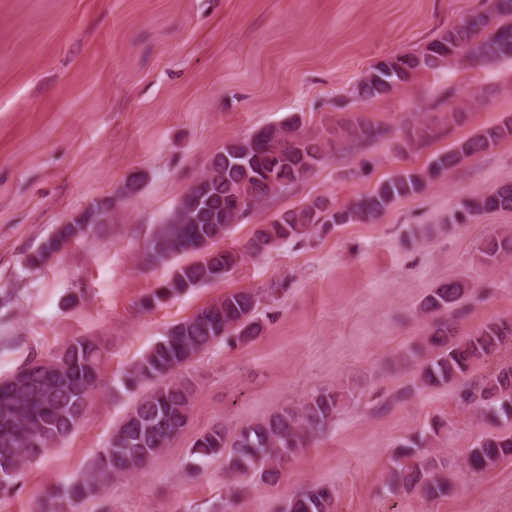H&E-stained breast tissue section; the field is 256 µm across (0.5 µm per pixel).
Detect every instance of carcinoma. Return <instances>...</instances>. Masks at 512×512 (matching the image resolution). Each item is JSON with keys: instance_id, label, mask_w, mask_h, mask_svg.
Here are the masks:
<instances>
[{"instance_id": "carcinoma-1", "label": "carcinoma", "mask_w": 512, "mask_h": 512, "mask_svg": "<svg viewBox=\"0 0 512 512\" xmlns=\"http://www.w3.org/2000/svg\"><path fill=\"white\" fill-rule=\"evenodd\" d=\"M512 58V0H486L479 9L451 26L418 51L401 53L375 63L360 78L357 97L374 100L409 84L416 76L468 60L492 62ZM388 130L359 113L337 124L334 138L313 135L294 118L224 144L209 167L188 188L184 203L149 235L143 252L149 264L172 263L169 278L146 297L159 305L223 279L243 262V253L260 257L279 244L299 242L328 232L337 220L368 224L397 200L422 193L465 159L492 149L512 137V122L489 127L474 137L456 141L422 169H405L360 195L331 209L316 198L256 225L244 251L219 247L224 236L258 207L303 181L326 159L327 152L352 153L384 139ZM435 136L427 124L408 130L399 149L415 151ZM140 178L124 181L118 199H100L64 224L55 225L29 256L32 266H44L72 243L87 239L107 224L120 199L139 191ZM512 210V182L460 205L470 218L476 212ZM480 260L496 264L512 257V231L484 239ZM276 289H238L199 307L171 323L134 364L123 370V389L148 387L113 431L88 467L71 479L65 494L77 504L101 495L109 482L144 470L170 447L189 424L197 385L181 373L199 354L222 339L227 345L253 341L264 324L259 307L273 301ZM470 283L450 279L425 295L420 305L427 331L408 351L420 360L415 383L421 387L460 386L461 404L472 408L493 430L483 434L465 456V467L477 474L512 459V361L492 373L471 379L475 368L501 348L512 345V321L491 320L469 333L460 331L468 311ZM109 351L98 336H76L48 355L30 356L14 373L0 378V488H9L25 463L44 457L83 421L86 399L99 386ZM354 390L322 388L297 404L282 406L234 433L215 424L199 435L190 450L193 473L224 458V470L242 480L259 477L276 482L283 466L310 447L348 407ZM511 431L505 432L502 427ZM445 423L435 419L428 428L402 444L387 476L396 493H418L427 499L448 496L453 489L448 463L431 444ZM336 487L313 483L284 503L278 512H334Z\"/></svg>"}]
</instances>
